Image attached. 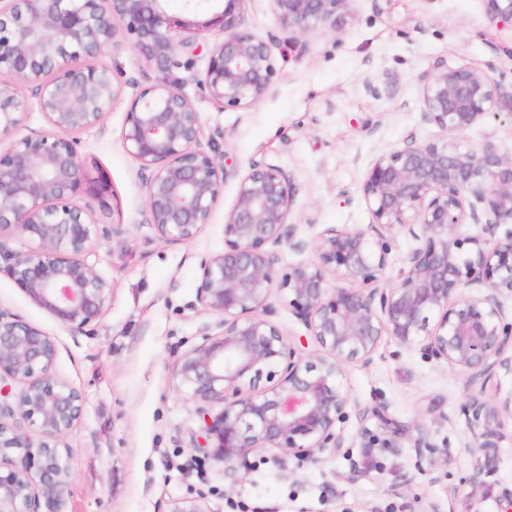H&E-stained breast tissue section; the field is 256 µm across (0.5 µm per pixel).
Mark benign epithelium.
Segmentation results:
<instances>
[{"label": "benign epithelium", "mask_w": 512, "mask_h": 512, "mask_svg": "<svg viewBox=\"0 0 512 512\" xmlns=\"http://www.w3.org/2000/svg\"><path fill=\"white\" fill-rule=\"evenodd\" d=\"M0 0V133L21 122L22 89L33 88L51 130L32 132L0 153V274L73 332L100 317L112 284L98 270L97 248L120 244V224L97 223L74 202L107 193L105 175L87 178L76 140L66 136L101 124L122 94L112 70L91 60L112 45H129L162 73L132 99L121 132L124 150L149 172L145 204L157 238L187 243L211 223L223 196L225 166L216 146L201 147L200 112L169 73L180 57L207 50L193 80L221 108L244 109L272 89L275 39L243 27L244 0ZM281 27L303 36L336 32L355 0H273ZM489 19L512 26V0H487ZM218 39L205 48L195 39ZM421 114L438 128L434 140L406 143L375 157L360 185L368 228L329 226L294 240L295 188L281 167L254 160L224 213V251L201 262L197 301L220 315L222 333L180 358L177 385L202 404L203 461L247 467L254 452L284 464L316 462L343 447L337 424L352 398L343 364L370 362L382 337L445 362L467 376L464 414L473 428V487L503 438L501 414L512 400L484 397L494 372L512 368V155L489 139L462 144L487 117L512 118V90L481 69L439 58L419 76ZM421 226L416 233L414 226ZM405 230L420 244L403 260L400 279H386L390 235ZM28 242L23 250L13 239ZM288 245L313 258L286 269ZM348 281L343 288L332 281ZM330 357L305 358L266 318L272 288ZM54 340L20 316L0 310V512H39L40 499L60 500L70 483L64 440L78 422L83 396L54 373ZM269 385H261L262 381ZM19 385L13 390V385ZM385 434L369 447L391 448L407 431L375 410ZM36 424L51 438L33 446L23 429Z\"/></svg>", "instance_id": "1"}]
</instances>
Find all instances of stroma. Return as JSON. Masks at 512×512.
Listing matches in <instances>:
<instances>
[{"instance_id":"obj_1","label":"stroma","mask_w":512,"mask_h":512,"mask_svg":"<svg viewBox=\"0 0 512 512\" xmlns=\"http://www.w3.org/2000/svg\"><path fill=\"white\" fill-rule=\"evenodd\" d=\"M246 28L277 41L272 90L244 110L220 108L192 82L204 57L171 73L201 114L205 136L217 137L228 171L210 224L188 243L157 240L146 212V174L121 145L130 100L158 77L135 49L105 50L95 63L111 68L122 95L102 125L77 132L90 177L105 175L109 192L90 200L96 222L124 224L123 245L104 243L98 269L112 293L89 331L76 334L34 305L0 275V308L48 333L57 346L55 372L84 395L80 421L66 439L69 491L52 512H169L173 502L203 498L209 512H499L512 488V439L496 448L485 487L474 490L468 447L473 430L462 408L464 376L419 349L383 338L370 363L344 366L361 409L386 407L409 431L393 448H371L375 417L350 416L336 456L282 470L262 454L237 475L199 462V405L180 390L179 358L203 336L223 330L220 316L196 299L201 262L224 249V214L252 160L292 173L298 239L327 226L366 228L359 199L368 164L438 130L421 120L419 73L438 57L489 72L512 85V30L491 23L486 0H357L339 33L315 30L291 43L272 0H243ZM372 80L381 94L365 93ZM269 320L301 339L308 358L327 356L284 296L272 291Z\"/></svg>"}]
</instances>
